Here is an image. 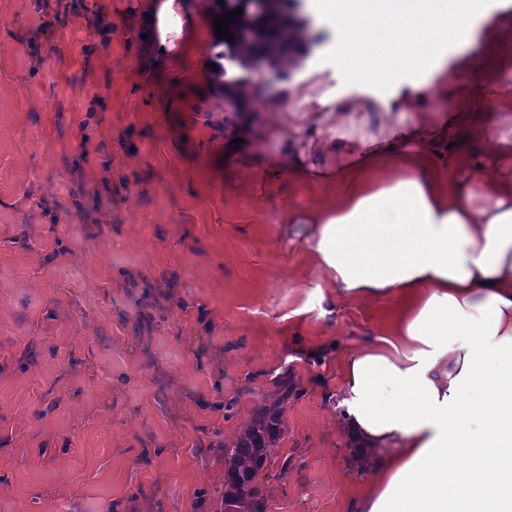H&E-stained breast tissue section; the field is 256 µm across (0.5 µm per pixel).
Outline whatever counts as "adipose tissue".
<instances>
[{
	"mask_svg": "<svg viewBox=\"0 0 512 512\" xmlns=\"http://www.w3.org/2000/svg\"><path fill=\"white\" fill-rule=\"evenodd\" d=\"M345 35L336 67L352 84L388 87L482 36L495 81L512 98V36L488 0H317ZM153 55L183 49L178 0H145ZM370 103L336 107L318 153L349 155L344 199L311 218L308 250L347 297L399 301L389 335L349 356L340 426L368 480L357 512H512V138L495 177L464 181L431 163L426 144L398 152L369 135ZM388 168L385 180L376 177Z\"/></svg>",
	"mask_w": 512,
	"mask_h": 512,
	"instance_id": "ef3b65f1",
	"label": "adipose tissue"
}]
</instances>
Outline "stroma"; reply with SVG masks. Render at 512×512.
Here are the masks:
<instances>
[{"instance_id":"obj_1","label":"stroma","mask_w":512,"mask_h":512,"mask_svg":"<svg viewBox=\"0 0 512 512\" xmlns=\"http://www.w3.org/2000/svg\"><path fill=\"white\" fill-rule=\"evenodd\" d=\"M198 40L146 64L142 0H0V512H220L224 446L288 378L283 434L259 480L263 512H353L337 422L340 363L385 335L396 298L349 300L306 250L310 214L335 185L293 173L310 127L334 113L273 112L297 87L374 98L375 134L394 136L391 99L348 83L339 33L297 7L306 45L243 113L206 76L215 43L207 0ZM449 97L477 121L443 157L489 165L512 109L490 79L482 39L448 49ZM246 131V149L226 136Z\"/></svg>"}]
</instances>
